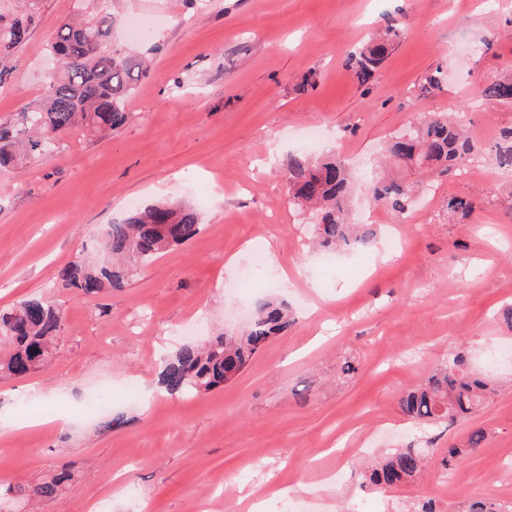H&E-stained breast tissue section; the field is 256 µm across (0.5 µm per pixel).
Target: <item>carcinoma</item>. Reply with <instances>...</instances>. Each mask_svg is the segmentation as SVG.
<instances>
[{
	"instance_id": "obj_1",
	"label": "carcinoma",
	"mask_w": 512,
	"mask_h": 512,
	"mask_svg": "<svg viewBox=\"0 0 512 512\" xmlns=\"http://www.w3.org/2000/svg\"><path fill=\"white\" fill-rule=\"evenodd\" d=\"M21 9L0 10V56L8 55L25 41L42 0H15ZM115 0H101L99 12L62 22L51 49L61 60L60 68L45 80L39 102L20 110V126L0 128V169L40 156L61 137L77 130L85 135L110 134L130 118L126 101L134 83L147 75L149 66L128 51L109 43ZM399 25L389 23L373 33L363 48L347 57L346 64L361 85L373 81L378 66L394 48ZM483 96L496 102H512V77H499L483 88ZM478 153V145L465 134L459 119L437 112L388 143L389 158L407 167L436 170L446 174L464 165ZM490 159L500 168L512 169V130L500 132L491 147ZM288 193L295 205L317 216L316 243L324 251L354 248L372 241L371 224L350 222L348 202L351 176L336 158L317 159L293 155L288 162ZM372 196L380 205L403 212L415 204V186L396 179L374 181ZM475 210L469 197L448 198V213L468 217ZM202 230L199 215L192 209L172 204L148 206L121 224H109L101 232L102 252L107 266L70 264L59 273L61 286L77 288L86 295L121 290L142 268L162 252L183 245ZM291 324L286 303L273 298L258 300L254 317L238 336L219 335L204 346L184 345L166 358L160 384L169 393H200L220 386L242 371L256 352ZM63 313L43 297H28L0 308V378H26L51 362L60 347ZM466 354L457 351L446 365L419 386L398 397L402 414L417 424L439 420L450 423L475 414L494 389L485 375L466 368ZM485 441L481 429L472 430L461 447L450 446L444 469L452 470ZM424 450L409 444L383 458L363 477L370 484L387 488L413 481L424 469ZM75 486V473L68 464L35 485L0 487V512L4 504L37 500L52 502ZM467 512H512V505L473 501Z\"/></svg>"
}]
</instances>
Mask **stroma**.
<instances>
[{
	"instance_id": "stroma-1",
	"label": "stroma",
	"mask_w": 512,
	"mask_h": 512,
	"mask_svg": "<svg viewBox=\"0 0 512 512\" xmlns=\"http://www.w3.org/2000/svg\"><path fill=\"white\" fill-rule=\"evenodd\" d=\"M94 0H43L27 40L0 59V125L43 93L59 63L57 26ZM398 46L369 87L346 65L389 20ZM111 41L151 62L106 138L64 136L51 153L0 170V306L36 294L61 307L64 344L24 380L0 379V484L37 483L72 462L74 489L42 512H249L241 491L266 488L263 512H462L472 500L512 502V171L484 154L512 128V102L486 100L512 72V0H122ZM442 70L440 90L419 92ZM315 75L314 89L300 91ZM434 112L467 113L482 149L471 179L431 177L406 214L379 207L390 137ZM321 132L316 147L306 138ZM349 164L352 223L368 245L326 263L315 218L288 200L291 155ZM473 214L448 217L452 196ZM192 205L203 229L117 292L57 285L73 262L102 260L100 233L131 206ZM266 267L242 282L254 247ZM273 296L295 321L219 388L170 395L161 361L182 344L243 329ZM467 348L497 393L453 423L417 425L399 394ZM356 371L344 373V362ZM112 388L126 423L104 429L88 395ZM45 418L42 426L32 417ZM480 427L482 448L452 472L442 451ZM414 443L427 472L377 491L360 471L372 454Z\"/></svg>"
}]
</instances>
